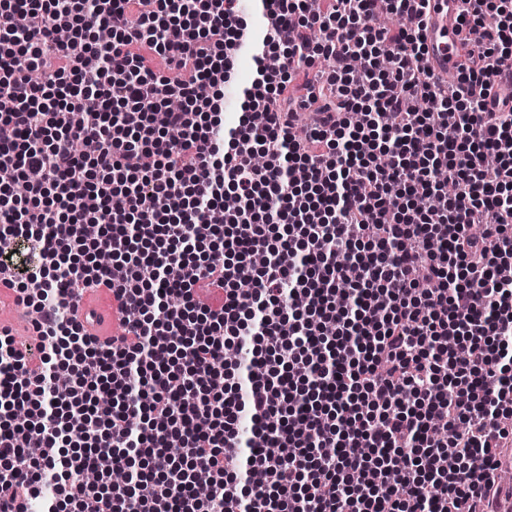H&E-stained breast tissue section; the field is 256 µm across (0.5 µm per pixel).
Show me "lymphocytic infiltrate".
Listing matches in <instances>:
<instances>
[{
  "label": "lymphocytic infiltrate",
  "instance_id": "lymphocytic-infiltrate-1",
  "mask_svg": "<svg viewBox=\"0 0 512 512\" xmlns=\"http://www.w3.org/2000/svg\"><path fill=\"white\" fill-rule=\"evenodd\" d=\"M236 2L0 0V244L41 257L0 275L46 349L31 373L0 331V512H491L512 111L488 104L512 0H460L452 82L423 62L429 0H263L257 27ZM213 277L223 299L198 303ZM100 286L107 343L73 313ZM103 456L126 479L84 484ZM247 76L243 77V73ZM253 78V63L251 57L247 53L239 56L236 63V79L232 83L226 84L224 87V123H235L240 116L241 90ZM230 93L235 101V110L232 112L234 118L228 117L227 94Z\"/></svg>",
  "mask_w": 512,
  "mask_h": 512
}]
</instances>
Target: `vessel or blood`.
<instances>
[{
	"label": "vessel or blood",
	"mask_w": 512,
	"mask_h": 512,
	"mask_svg": "<svg viewBox=\"0 0 512 512\" xmlns=\"http://www.w3.org/2000/svg\"><path fill=\"white\" fill-rule=\"evenodd\" d=\"M458 12V0H431L425 20V60L431 69L443 75L455 71L458 62ZM76 316L88 335L109 337L114 333L118 302L113 299L108 306L102 307L87 300L78 301ZM1 326L10 327L14 335L20 336L19 348L30 365L41 362L43 352L39 340L34 337L23 311L16 308L7 315L0 313Z\"/></svg>",
	"instance_id": "b4317fda"
}]
</instances>
